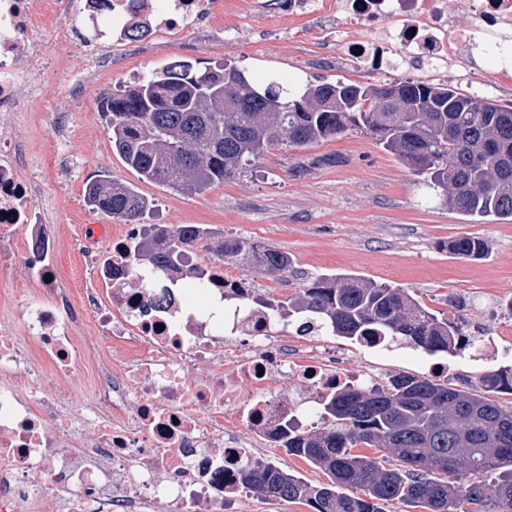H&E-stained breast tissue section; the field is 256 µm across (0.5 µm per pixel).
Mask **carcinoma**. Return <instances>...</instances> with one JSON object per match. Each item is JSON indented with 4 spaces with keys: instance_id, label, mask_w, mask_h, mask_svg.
Wrapping results in <instances>:
<instances>
[{
    "instance_id": "cac0c4a2",
    "label": "carcinoma",
    "mask_w": 512,
    "mask_h": 512,
    "mask_svg": "<svg viewBox=\"0 0 512 512\" xmlns=\"http://www.w3.org/2000/svg\"><path fill=\"white\" fill-rule=\"evenodd\" d=\"M112 153L142 181L200 192L231 178L271 150L301 148L360 129L425 177L448 206L464 214L512 221V106L486 95L422 80L362 85L338 80L293 89L258 84L226 63L197 70L183 60L151 71L100 100ZM88 205L138 224L153 203L127 183L91 182ZM247 260L258 271L285 272L288 254L236 240H218L196 224H155L139 241L136 264L153 276L184 272L188 250ZM462 258L485 252L477 237L452 242ZM288 317L315 322L329 336L358 343L405 341L430 354L465 356V322L441 317L403 288L352 277H321L295 296L255 297ZM484 392L443 379L392 374L323 397L315 431L288 426L286 452L322 471L313 485L279 466L255 465L244 487L266 499L304 502L314 512H381L398 502L427 512H512V366L482 378ZM374 448L380 461L361 452Z\"/></svg>"
}]
</instances>
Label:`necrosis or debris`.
<instances>
[{"instance_id": "necrosis-or-debris-1", "label": "necrosis or debris", "mask_w": 512, "mask_h": 512, "mask_svg": "<svg viewBox=\"0 0 512 512\" xmlns=\"http://www.w3.org/2000/svg\"><path fill=\"white\" fill-rule=\"evenodd\" d=\"M221 0H0V128L14 124L42 82L41 64L106 51V36L135 24L149 34L207 37ZM288 0L292 15H334L359 27L337 39L342 60L371 73L440 74L468 67L482 46L496 85L512 86V0ZM60 21L50 41L38 33ZM39 169L0 138V266L22 264L37 287L17 321H0V512H233L245 466L271 463L282 428L316 410L319 396L363 375L325 346L316 324H294L254 307L255 279L216 260L207 285L191 274L164 282L170 304L133 260L136 228L113 232L82 254L91 287L59 289L57 245L36 201ZM92 323L112 358L93 360L75 332ZM23 328L18 342L15 328ZM87 370L81 398L51 385ZM296 382L295 399L273 378Z\"/></svg>"}]
</instances>
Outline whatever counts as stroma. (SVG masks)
Listing matches in <instances>:
<instances>
[{"label":"stroma","mask_w":512,"mask_h":512,"mask_svg":"<svg viewBox=\"0 0 512 512\" xmlns=\"http://www.w3.org/2000/svg\"><path fill=\"white\" fill-rule=\"evenodd\" d=\"M273 21L274 28H262L249 12H232L224 26L239 38L230 44L217 34L203 49L197 38L161 33L111 50L103 68L74 54L64 73L46 70L41 97L7 135L30 163L47 165L36 195L57 239L60 287L76 293L87 284L77 244L86 239L88 225L108 218L87 206L84 193L88 183L108 177L135 185L153 202V223L201 224L226 239L288 252L287 271L257 274L264 295L284 298L314 278L350 275L406 289L439 314L464 316L474 304H484L499 361L511 364L512 222L478 224L449 208L369 134L356 129L270 151L254 167L197 194L139 180L113 154L100 97L176 60L199 69L231 61L260 84L273 77L294 84H382V77L339 62L335 45L312 42V29L324 23L320 16L298 20L283 11ZM463 236L485 240L481 259L449 250ZM435 361L422 350L396 346L379 358L375 373L426 377Z\"/></svg>","instance_id":"1"}]
</instances>
